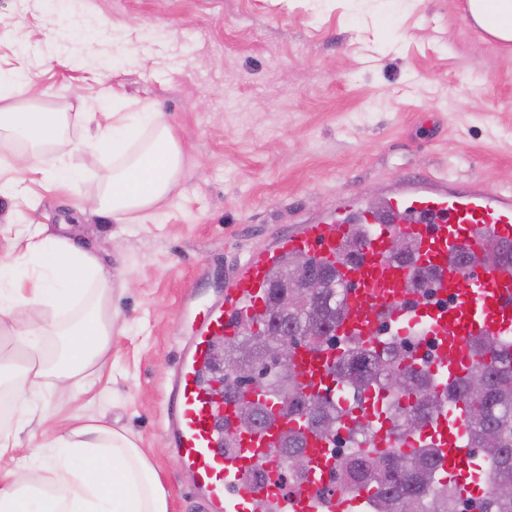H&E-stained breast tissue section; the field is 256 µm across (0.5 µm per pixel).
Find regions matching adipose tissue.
Returning a JSON list of instances; mask_svg holds the SVG:
<instances>
[{
    "mask_svg": "<svg viewBox=\"0 0 512 512\" xmlns=\"http://www.w3.org/2000/svg\"><path fill=\"white\" fill-rule=\"evenodd\" d=\"M482 31L512 40V0H471ZM29 75L0 73V136H22L15 154L13 197L26 194L44 148L57 152L52 178L75 184L80 170L66 138L71 121L90 123L92 113L49 112L19 99ZM90 139L112 151V174L86 204L118 224L147 218L177 184L182 148L163 113L117 112L110 128ZM112 282L96 253L73 236L32 224L8 241L0 260V393L14 424L0 428V457L15 447L28 424L29 394L79 387L86 375L112 360ZM34 467L0 468V512H168L169 493L153 463L127 433L99 420L79 421L32 448Z\"/></svg>",
    "mask_w": 512,
    "mask_h": 512,
    "instance_id": "obj_1",
    "label": "adipose tissue"
}]
</instances>
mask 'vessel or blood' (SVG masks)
Instances as JSON below:
<instances>
[{
    "label": "vessel or blood",
    "mask_w": 512,
    "mask_h": 512,
    "mask_svg": "<svg viewBox=\"0 0 512 512\" xmlns=\"http://www.w3.org/2000/svg\"><path fill=\"white\" fill-rule=\"evenodd\" d=\"M401 233L412 238L420 261L435 269V302L411 298L409 268L394 262L388 253L390 240ZM355 234L362 240L361 262L337 268L344 312L335 335L341 341L372 342L381 323L388 321L427 323L429 335L442 339L434 366L454 379L467 375L472 367L466 348L469 337L512 336V262L488 268L482 260L491 244L512 241L511 191H496L480 181L458 185L427 177L390 189L376 207L360 197L342 196L327 214L289 237L282 249L336 263L342 246ZM461 254L468 255L467 265L457 264ZM274 261L270 253L253 258L234 279L225 303L201 313L171 382L169 427L181 463L194 473L204 494L203 512H262L267 504L276 512H320L316 487L331 474L334 459L324 439L310 434L305 451L316 469L301 495H283L250 482L248 476L254 470L275 466L279 439L300 425L281 413L274 398L251 389L246 401L264 403L270 417L261 430L237 429V404L215 396L206 382L214 339L234 338L240 330V315L262 308L266 276ZM450 296L455 304L448 307L444 301ZM337 356L332 349L296 347L292 364L301 392L333 397ZM465 420L461 411L455 421L442 415L428 426L430 436L444 449L451 471L467 463L472 453L462 441ZM228 430L234 432L238 446L232 456L222 448Z\"/></svg>",
    "instance_id": "vessel-or-blood-1"
}]
</instances>
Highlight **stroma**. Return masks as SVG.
Here are the masks:
<instances>
[{
    "label": "stroma",
    "instance_id": "obj_1",
    "mask_svg": "<svg viewBox=\"0 0 512 512\" xmlns=\"http://www.w3.org/2000/svg\"><path fill=\"white\" fill-rule=\"evenodd\" d=\"M55 112H165L185 138L167 201L142 224L78 215L112 155L78 143V185L0 195L8 235L71 225L112 277V369L33 396L10 468L71 417L127 431L169 491L201 495L166 427L168 388L197 313L250 256L275 248L338 195L376 200L427 176L512 190V46L485 38L462 0H0V71Z\"/></svg>",
    "mask_w": 512,
    "mask_h": 512
}]
</instances>
